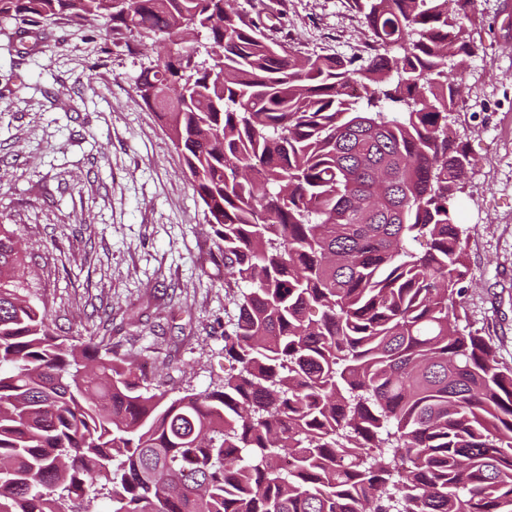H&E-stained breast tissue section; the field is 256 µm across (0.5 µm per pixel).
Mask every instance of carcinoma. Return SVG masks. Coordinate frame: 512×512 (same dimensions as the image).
<instances>
[{
	"label": "carcinoma",
	"mask_w": 512,
	"mask_h": 512,
	"mask_svg": "<svg viewBox=\"0 0 512 512\" xmlns=\"http://www.w3.org/2000/svg\"><path fill=\"white\" fill-rule=\"evenodd\" d=\"M453 2L349 0L359 58L275 41L231 0H0L32 49L64 16L153 41L135 91L241 289L237 370L170 399L50 330L0 224V512H81L91 490L112 512H512V368L458 326L448 61L479 47Z\"/></svg>",
	"instance_id": "carcinoma-1"
}]
</instances>
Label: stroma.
Listing matches in <instances>:
<instances>
[{
    "mask_svg": "<svg viewBox=\"0 0 512 512\" xmlns=\"http://www.w3.org/2000/svg\"><path fill=\"white\" fill-rule=\"evenodd\" d=\"M271 38L362 54L348 0H234ZM463 94L448 125L470 166L453 201L469 272L458 326L512 367V0H473ZM101 23L22 50L0 21V224L12 225L51 330L103 339L168 397L222 383L235 311L224 260L180 154L134 80L154 54Z\"/></svg>",
    "mask_w": 512,
    "mask_h": 512,
    "instance_id": "35a3bbf8",
    "label": "stroma"
}]
</instances>
